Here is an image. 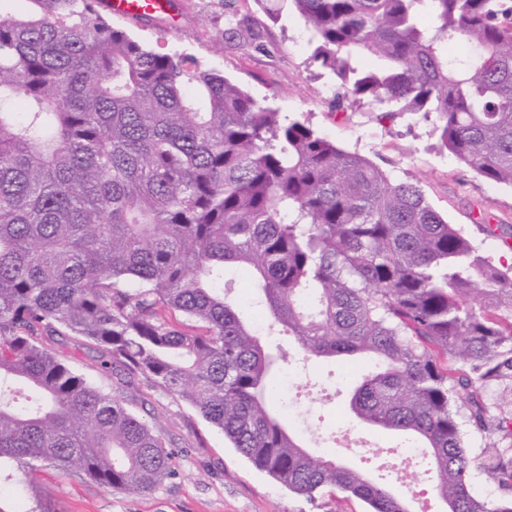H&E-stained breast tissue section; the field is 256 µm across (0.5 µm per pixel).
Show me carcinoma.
Masks as SVG:
<instances>
[{
  "label": "carcinoma",
  "instance_id": "cac0c4a2",
  "mask_svg": "<svg viewBox=\"0 0 512 512\" xmlns=\"http://www.w3.org/2000/svg\"><path fill=\"white\" fill-rule=\"evenodd\" d=\"M24 2L0 12V459L113 491L171 474L159 431L53 351L73 339L186 401L291 492L411 512L275 415V359L226 293L240 266L252 307L306 355L375 361L348 409L427 448L444 512H512V496L471 493L461 429L512 491V267L417 184L146 48L100 0ZM292 2L345 95L435 117L461 165L512 185V0Z\"/></svg>",
  "mask_w": 512,
  "mask_h": 512
}]
</instances>
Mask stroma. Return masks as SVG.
<instances>
[{
  "label": "stroma",
  "instance_id": "obj_1",
  "mask_svg": "<svg viewBox=\"0 0 512 512\" xmlns=\"http://www.w3.org/2000/svg\"><path fill=\"white\" fill-rule=\"evenodd\" d=\"M241 22L237 37H224L226 15ZM124 29L148 49L191 56L238 83L257 101L309 124L342 149L358 151L399 180L417 182L430 204L460 227L480 253L512 266V237L477 227L478 213L512 225V187L460 165L440 145L434 121L392 119L367 106L338 101V80L312 59L314 45L292 0H175L172 16L127 21ZM267 344L289 352L278 375H290L293 409L315 430L309 447L323 446L342 462L363 466L371 450L340 448L335 440L354 426L347 410L352 386L366 361L302 358L293 338L271 329ZM70 364L161 432L172 451L173 475L146 493L108 490L85 476L49 466L23 471L0 460V512H368L362 500L334 491L311 502L256 469L177 395L103 371L94 351L68 342Z\"/></svg>",
  "mask_w": 512,
  "mask_h": 512
}]
</instances>
